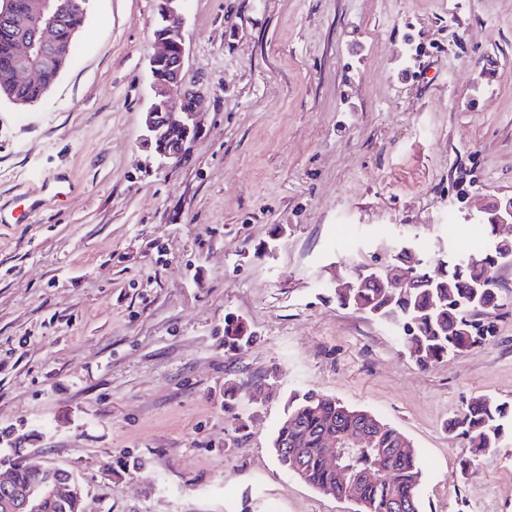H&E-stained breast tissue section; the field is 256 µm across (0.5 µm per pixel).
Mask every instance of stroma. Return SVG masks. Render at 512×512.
Wrapping results in <instances>:
<instances>
[{
	"mask_svg": "<svg viewBox=\"0 0 512 512\" xmlns=\"http://www.w3.org/2000/svg\"><path fill=\"white\" fill-rule=\"evenodd\" d=\"M181 13L199 132L179 161L140 144L157 0H87L50 92L0 99V435L70 470L86 512H353L272 451L289 395L312 390L413 443L420 512H512V446L477 460L446 429L474 396L512 403V264L479 316L494 338L427 369L395 325L326 287L403 240L429 256L480 246L455 192L512 195V0H473L453 57L438 50L448 0ZM410 38L422 75L404 81ZM483 84L497 95L477 97ZM228 316L254 332L248 349H225Z\"/></svg>",
	"mask_w": 512,
	"mask_h": 512,
	"instance_id": "stroma-1",
	"label": "stroma"
}]
</instances>
